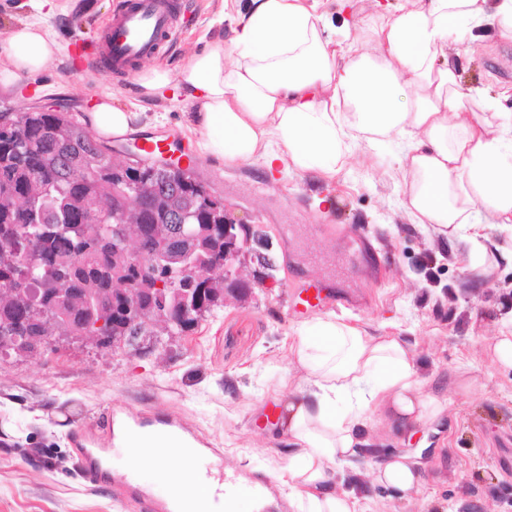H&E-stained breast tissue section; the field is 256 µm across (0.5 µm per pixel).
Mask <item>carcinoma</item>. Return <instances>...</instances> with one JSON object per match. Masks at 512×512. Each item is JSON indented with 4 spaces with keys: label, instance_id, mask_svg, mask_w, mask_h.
<instances>
[{
    "label": "carcinoma",
    "instance_id": "obj_1",
    "mask_svg": "<svg viewBox=\"0 0 512 512\" xmlns=\"http://www.w3.org/2000/svg\"><path fill=\"white\" fill-rule=\"evenodd\" d=\"M112 146L97 140L71 112H0V330L15 337L0 354L28 345L29 336L61 332L84 336L112 318V288L135 277L112 241V228H76L97 210H112ZM187 190L202 199L184 224H171L175 244L186 245L209 218L208 190L201 182ZM38 199L37 209L29 201ZM34 277L38 295L19 303L4 289L9 281ZM171 290L142 298L146 306L177 303L190 285L174 271ZM196 319L176 314L161 330L184 333Z\"/></svg>",
    "mask_w": 512,
    "mask_h": 512
}]
</instances>
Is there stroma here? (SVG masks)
Returning <instances> with one entry per match:
<instances>
[{
    "mask_svg": "<svg viewBox=\"0 0 512 512\" xmlns=\"http://www.w3.org/2000/svg\"><path fill=\"white\" fill-rule=\"evenodd\" d=\"M47 13L28 0H0V32L15 19L38 23L67 45L47 72L21 84L0 83V101L53 103L88 112L100 89L115 104H135L130 79L79 67L77 41L91 38L120 0H56ZM179 33L153 64L178 71L202 38H231L216 21L221 0H177ZM461 91H484L512 110V33L468 41L459 56ZM147 114L164 125L137 129V137L175 139L191 106L147 100ZM400 145L379 155L359 150L331 182L292 172L273 181L258 164L227 170L197 157L195 176L223 198L249 241L239 269L251 287L241 300L213 308L192 331L145 336L140 350L94 341H62L27 355L0 356V512H141L119 495L130 484L156 498L166 495L154 470L128 477L124 457L104 433L108 421L143 414L177 419L208 443L206 471L237 475L241 504L253 498L252 481L264 478L272 502L266 512H294L278 479L288 445L275 435L269 411L307 312L295 305L307 288L328 289L320 313L361 326L372 336H393L414 354L425 394L443 405L438 425H390L382 409L368 412L369 432L384 454L415 453L424 436L434 451L422 460L417 492L399 495L373 483L364 512H512V368L493 347L498 326L512 310V263L499 246L512 235L486 225L487 255L471 267L465 249L450 248L433 225L410 223L402 207ZM268 265H261L258 254ZM104 451L100 483L76 466V437Z\"/></svg>",
    "mask_w": 512,
    "mask_h": 512,
    "instance_id": "1",
    "label": "stroma"
}]
</instances>
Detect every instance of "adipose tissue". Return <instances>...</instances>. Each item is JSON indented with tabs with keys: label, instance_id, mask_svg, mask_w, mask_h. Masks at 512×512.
<instances>
[{
	"label": "adipose tissue",
	"instance_id": "ef3b65f1",
	"mask_svg": "<svg viewBox=\"0 0 512 512\" xmlns=\"http://www.w3.org/2000/svg\"><path fill=\"white\" fill-rule=\"evenodd\" d=\"M232 36L205 43L178 72L139 70L133 82L146 98L183 97L194 107L186 128L201 154L232 170H293L335 179L355 148L404 145L403 207L411 223L434 225L447 241L466 240L472 261L486 248V225L512 233V113L481 96L466 105L458 61L450 53L478 32L512 33V0H379L371 22L353 0H224ZM64 46L38 24L19 21L0 37V79L13 84L47 71ZM146 115L113 105L104 94L91 115L95 132L119 136ZM291 363L299 383H281L277 426L290 450L280 481L295 512H362L364 489L339 491L338 466L374 438L371 406L391 424L413 426L441 412L424 396L412 353L394 337L370 336L329 315L300 323ZM320 344H313V337ZM117 441L132 470L161 467L169 494L188 512H241L235 496L218 498L217 479L199 474L198 455L143 429ZM376 480L407 494L420 482L419 464L395 457Z\"/></svg>",
	"mask_w": 512,
	"mask_h": 512
}]
</instances>
